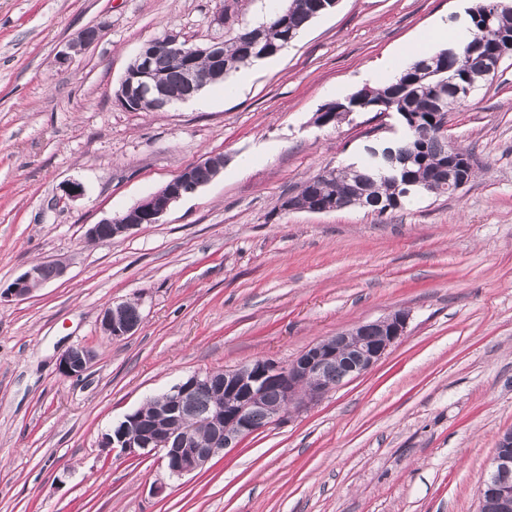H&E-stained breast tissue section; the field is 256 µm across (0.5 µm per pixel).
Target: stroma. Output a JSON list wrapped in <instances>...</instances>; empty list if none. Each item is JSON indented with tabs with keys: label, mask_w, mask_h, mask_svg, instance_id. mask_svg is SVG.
I'll return each instance as SVG.
<instances>
[{
	"label": "stroma",
	"mask_w": 512,
	"mask_h": 512,
	"mask_svg": "<svg viewBox=\"0 0 512 512\" xmlns=\"http://www.w3.org/2000/svg\"><path fill=\"white\" fill-rule=\"evenodd\" d=\"M474 0H339L279 54L162 111L116 98L146 41H223L281 0H0V287L59 259L63 277L0 300V512H479L498 437L512 429V57L448 114L476 176L380 216L283 209L325 169L396 137L395 115L317 125L322 106L420 30ZM223 23H216V15ZM101 39L71 63L81 30ZM209 155L221 175L160 223L109 241L121 214ZM252 159L249 171L240 156ZM82 191L66 196L71 184ZM138 304L111 341L109 304ZM406 335L363 376L169 476L158 454L105 436L183 378L308 346L395 311ZM95 359L58 370L69 347ZM84 31L78 34L67 44V50L60 53L58 60L59 63L64 65L69 63L73 58L84 53L86 49L96 43L102 36V26H92L85 28ZM132 303L123 302L106 306L101 314L100 329L109 340L121 339L133 334L140 322L129 321V307ZM93 359V353L86 347H70L60 356L59 371L67 377H80L89 369Z\"/></svg>",
	"instance_id": "obj_1"
}]
</instances>
